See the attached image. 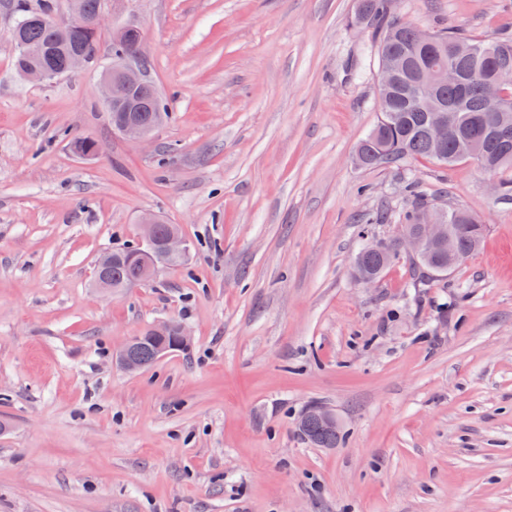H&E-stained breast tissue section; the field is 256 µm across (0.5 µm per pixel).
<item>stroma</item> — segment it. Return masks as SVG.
<instances>
[{
	"instance_id": "35a3bbf8",
	"label": "stroma",
	"mask_w": 512,
	"mask_h": 512,
	"mask_svg": "<svg viewBox=\"0 0 512 512\" xmlns=\"http://www.w3.org/2000/svg\"><path fill=\"white\" fill-rule=\"evenodd\" d=\"M0 0V512H512V169L360 167L378 68L358 0H127L97 58L13 68ZM424 31L512 37V0H392ZM137 24L169 120L112 131V26ZM90 137L81 157L67 137ZM486 226L448 275L400 256L370 284L407 184ZM180 225L186 262L107 299L96 261ZM382 223L361 227L366 214ZM162 321L189 344L129 373ZM321 406L342 443L298 430ZM380 245L381 243L379 242L370 241L367 246L372 252L360 249L355 257V259L359 260L362 271L374 275L376 279L394 261L391 260L393 257L391 255V249L393 248L392 242L387 243V249L385 251H376ZM150 329L145 330L139 336H135L130 344L128 341L116 354L118 356L119 365L127 372L135 373L145 368V364L138 361L145 362L148 365L154 363L155 354L161 343L149 335ZM130 345V351H129ZM134 355L136 358H134Z\"/></svg>"
}]
</instances>
